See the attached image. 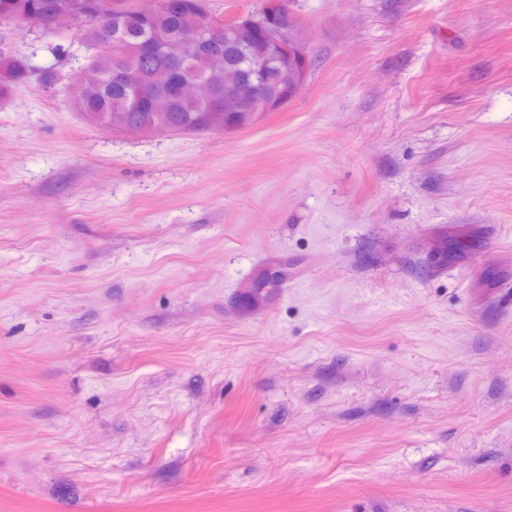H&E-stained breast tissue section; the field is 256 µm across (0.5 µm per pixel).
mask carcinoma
I'll return each instance as SVG.
<instances>
[{"instance_id":"carcinoma-1","label":"carcinoma","mask_w":512,"mask_h":512,"mask_svg":"<svg viewBox=\"0 0 512 512\" xmlns=\"http://www.w3.org/2000/svg\"><path fill=\"white\" fill-rule=\"evenodd\" d=\"M56 0H0V19L48 27ZM207 9V0H164V4L149 15L130 10L120 16L107 14L97 18L77 20L82 41L96 49L89 61L90 73L83 93L73 100L75 109L91 123L122 129L127 125L149 126L160 132H206L210 130L209 99L230 91V99L217 129L235 132L247 128L260 116L247 111L249 100L237 95L241 73H252L254 93L264 94L283 82L292 95L300 86L292 83L294 72L308 73L312 66L309 56H281L262 70L252 63L269 55L264 34L253 35L242 56L229 59L225 39L214 40L206 47H194L181 39L184 31L210 19L198 10ZM134 59L143 94L132 101L128 86H116L112 73L124 64L121 52ZM25 61L0 53V98L7 97L15 86L28 76ZM195 78L198 94L187 99L183 82Z\"/></svg>"}]
</instances>
